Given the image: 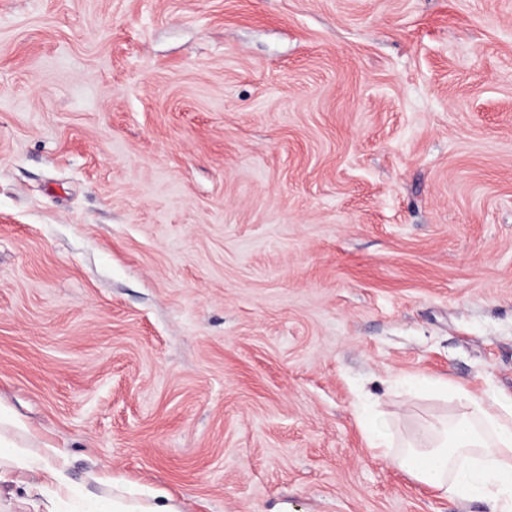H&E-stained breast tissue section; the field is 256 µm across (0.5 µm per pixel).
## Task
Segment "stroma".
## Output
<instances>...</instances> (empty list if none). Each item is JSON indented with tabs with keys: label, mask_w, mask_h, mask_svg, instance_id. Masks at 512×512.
<instances>
[{
	"label": "stroma",
	"mask_w": 512,
	"mask_h": 512,
	"mask_svg": "<svg viewBox=\"0 0 512 512\" xmlns=\"http://www.w3.org/2000/svg\"><path fill=\"white\" fill-rule=\"evenodd\" d=\"M468 393L512 398V0H0V404L78 494L497 512L358 418Z\"/></svg>",
	"instance_id": "35a3bbf8"
}]
</instances>
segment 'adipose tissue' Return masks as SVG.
<instances>
[{"instance_id": "1", "label": "adipose tissue", "mask_w": 512, "mask_h": 512, "mask_svg": "<svg viewBox=\"0 0 512 512\" xmlns=\"http://www.w3.org/2000/svg\"><path fill=\"white\" fill-rule=\"evenodd\" d=\"M468 410L452 422L438 421L393 447L389 428L371 414L363 429L371 448L418 483L460 499L492 497L500 512H512V398L466 395ZM25 425L0 409V484L22 495L33 512H55V498L69 495L64 453L36 434L13 439ZM35 474L32 482H11L13 472ZM106 495L82 503L77 512H178L150 491L134 494L111 476H96Z\"/></svg>"}]
</instances>
